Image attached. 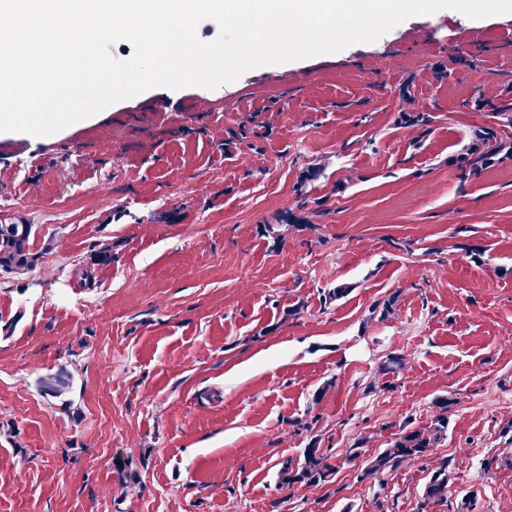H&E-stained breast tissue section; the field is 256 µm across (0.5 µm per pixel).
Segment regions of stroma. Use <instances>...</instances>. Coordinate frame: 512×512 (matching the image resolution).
Listing matches in <instances>:
<instances>
[{
	"instance_id": "35a3bbf8",
	"label": "stroma",
	"mask_w": 512,
	"mask_h": 512,
	"mask_svg": "<svg viewBox=\"0 0 512 512\" xmlns=\"http://www.w3.org/2000/svg\"><path fill=\"white\" fill-rule=\"evenodd\" d=\"M486 93L512 105V14L443 9L0 133L36 256L0 277V512H422L443 462L447 512H512V157L457 162L476 129L512 141ZM441 397L427 456L281 488L309 444L372 458ZM72 386L71 378L68 372L60 370L59 372L43 378L40 387L45 395L52 398H60L67 394Z\"/></svg>"
}]
</instances>
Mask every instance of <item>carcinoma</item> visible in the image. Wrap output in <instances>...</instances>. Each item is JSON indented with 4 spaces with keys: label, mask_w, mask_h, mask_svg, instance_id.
Masks as SVG:
<instances>
[{
    "label": "carcinoma",
    "mask_w": 512,
    "mask_h": 512,
    "mask_svg": "<svg viewBox=\"0 0 512 512\" xmlns=\"http://www.w3.org/2000/svg\"><path fill=\"white\" fill-rule=\"evenodd\" d=\"M503 153L512 157V142L499 141L494 132L484 128L474 132L472 144L467 148V156L457 158L478 169L486 163L491 154ZM32 225L20 215L0 220V273L24 274L35 266L34 255L30 252L29 241ZM72 386L68 372L61 370L40 382L45 395L60 398L67 394ZM450 401H437L436 414L430 423L415 429L404 428L397 437L390 440L388 446L373 457L362 469L359 478L377 480L383 474L394 471L405 464L425 456L444 437L448 429V407ZM359 441L349 449L341 461H332L321 449L311 445L303 449L302 457L297 461L285 460L280 469L281 483L287 486L317 485L328 482L336 472L346 464H350L362 456V445ZM448 502V470L447 464L439 466L423 489V506L430 512H440L439 507Z\"/></svg>",
    "instance_id": "1"
}]
</instances>
